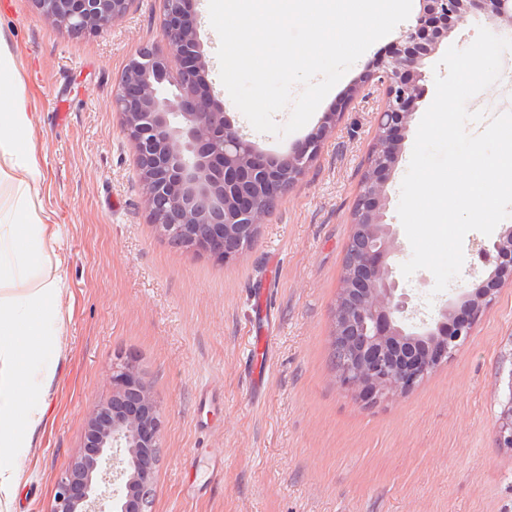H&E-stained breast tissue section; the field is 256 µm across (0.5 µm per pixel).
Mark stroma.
I'll return each mask as SVG.
<instances>
[{
	"mask_svg": "<svg viewBox=\"0 0 512 512\" xmlns=\"http://www.w3.org/2000/svg\"><path fill=\"white\" fill-rule=\"evenodd\" d=\"M207 79L235 128L267 153L289 152L341 112L306 175L272 209L238 259L172 247L150 223L135 152L112 108L115 83L140 48L167 53L159 0H135L101 34L67 33L31 0H0L17 87L28 101L21 131L41 172L38 213L57 227L64 259L61 361L47 423L22 460L13 512H48L57 477L81 446L86 417L106 396L113 367L132 358L165 414L149 512H512V448L496 427L512 394V284L498 290L447 363L405 394L370 403L342 388L330 362L333 317L351 212L375 128L378 95L350 97L390 51L375 42L284 137L253 130L220 79V38L209 0H197ZM408 132L389 183L395 264L412 256L398 216L415 143ZM469 232L458 277L441 293L426 269L400 285L429 314L493 268ZM271 275V343L264 383L244 365L254 319L250 288ZM213 395L222 408L196 410Z\"/></svg>",
	"mask_w": 512,
	"mask_h": 512,
	"instance_id": "stroma-1",
	"label": "stroma"
}]
</instances>
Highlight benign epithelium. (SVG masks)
Here are the masks:
<instances>
[{"label": "benign epithelium", "instance_id": "benign-epithelium-1", "mask_svg": "<svg viewBox=\"0 0 512 512\" xmlns=\"http://www.w3.org/2000/svg\"><path fill=\"white\" fill-rule=\"evenodd\" d=\"M134 0H33L52 24L98 34L123 18ZM422 9L389 55L352 89L382 94L374 140L352 212L333 341L347 354L342 386L372 398L411 390L470 336L473 321L512 283V226L481 251L493 270L437 315L411 322L410 298L390 262L395 237L386 222L388 184L399 163L429 60L472 18L493 30L512 27V0H420ZM166 56L141 48L117 80L113 109L136 151L139 179L157 233L187 250L229 262L253 244L269 207L286 196L335 130L331 112L317 132L285 155L260 151L234 128L206 79L194 0H161ZM177 88L168 94L166 85ZM107 396L87 414L82 446L56 481L49 512H146L164 423L162 408L134 361L112 370ZM496 437L512 448V392Z\"/></svg>", "mask_w": 512, "mask_h": 512}]
</instances>
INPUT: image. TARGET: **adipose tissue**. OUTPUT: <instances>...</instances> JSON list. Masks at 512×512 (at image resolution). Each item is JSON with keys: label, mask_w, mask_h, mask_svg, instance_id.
Here are the masks:
<instances>
[{"label": "adipose tissue", "mask_w": 512, "mask_h": 512, "mask_svg": "<svg viewBox=\"0 0 512 512\" xmlns=\"http://www.w3.org/2000/svg\"><path fill=\"white\" fill-rule=\"evenodd\" d=\"M28 125L25 99L1 58L0 178L13 196L0 211V512H13L24 481L20 462L46 423V400L63 356V261L47 251L55 231L34 207L40 170L20 137Z\"/></svg>", "instance_id": "obj_1"}]
</instances>
